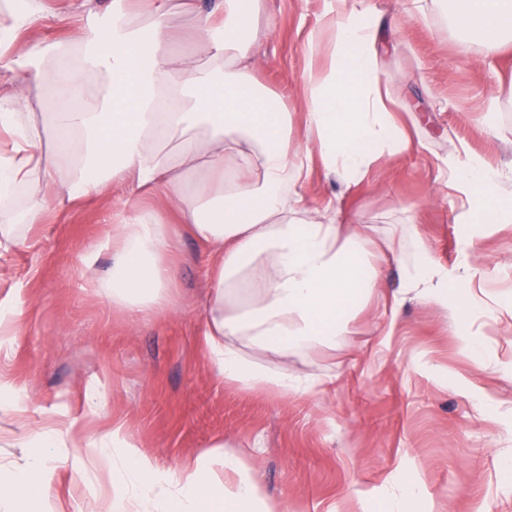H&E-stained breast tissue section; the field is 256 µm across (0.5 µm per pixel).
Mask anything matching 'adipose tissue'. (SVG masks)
<instances>
[{
    "instance_id": "obj_1",
    "label": "adipose tissue",
    "mask_w": 512,
    "mask_h": 512,
    "mask_svg": "<svg viewBox=\"0 0 512 512\" xmlns=\"http://www.w3.org/2000/svg\"><path fill=\"white\" fill-rule=\"evenodd\" d=\"M93 2L60 17L73 32L64 48L21 46L22 34L42 19L40 0L9 8L0 22V69L14 76L0 97V224L14 221L8 201L20 184L33 187L32 223L48 211L42 183L58 184L62 204L121 194L111 273L95 288L113 308L145 318L167 305L176 279L171 228L137 201L141 193H161L210 250L204 337L211 362L225 381L242 387L303 394L292 376L244 357L235 340L271 351L332 344L355 300L379 286L384 248L365 245L360 230L344 231L346 215L336 201L313 209L298 191L314 164L357 185L372 166L407 147L386 101L370 15L324 0L322 22L335 41L329 68L310 71L303 90L304 147L282 96L256 82L248 35L258 0H218L208 12L189 0L192 53L179 49L165 21L169 0H145L141 11L114 0L103 22ZM454 4L453 21L464 30L512 32V0ZM70 49L77 64L64 60ZM49 65L56 110L41 122L22 106ZM90 74L100 75L102 85H89ZM67 158L80 160L83 170L56 183V167ZM499 177L469 158L450 169L476 226L512 217V196L496 190ZM447 292V279L420 248L401 296L441 303ZM107 441L120 489L95 512H277L223 441L175 472L157 465L122 428ZM48 494L40 465H32L0 478V512H33Z\"/></svg>"
}]
</instances>
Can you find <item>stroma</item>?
Listing matches in <instances>:
<instances>
[{
	"label": "stroma",
	"instance_id": "35a3bbf8",
	"mask_svg": "<svg viewBox=\"0 0 512 512\" xmlns=\"http://www.w3.org/2000/svg\"><path fill=\"white\" fill-rule=\"evenodd\" d=\"M368 3L393 116L410 144L359 185L317 166L299 191L315 207L336 198L395 253L334 345L280 355L239 343L274 371L335 374V391L284 397L224 381L203 340L209 250L164 199L154 204L176 226L178 269L169 306L147 320L91 286L109 273V217L120 201L76 202L53 208L47 223L15 226L16 245L0 255V307L10 313L0 340V476L41 463L47 512H87L117 491L85 450L117 426L171 470L223 441L284 512H378L411 475L415 512H512V223L474 230L447 185L449 165L468 154L500 169L498 191L512 194V35L460 30L437 0ZM79 4L43 0L28 42H66L56 16ZM323 5L260 0L252 35L255 76L286 98L302 144L304 43ZM420 243L472 290L477 319L395 302ZM393 311L395 330L380 340L374 323ZM465 334L479 353L463 349ZM47 428L58 438L46 451Z\"/></svg>",
	"mask_w": 512,
	"mask_h": 512
}]
</instances>
